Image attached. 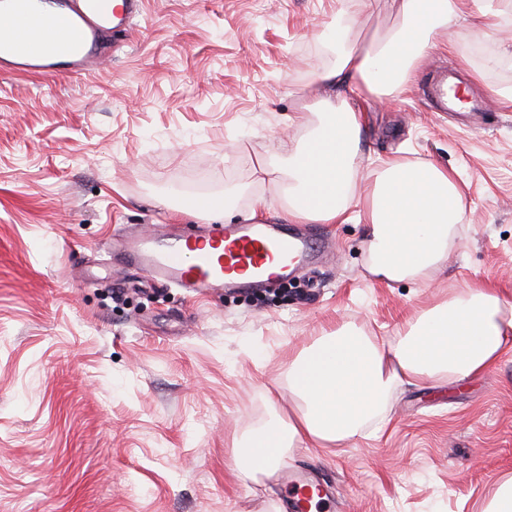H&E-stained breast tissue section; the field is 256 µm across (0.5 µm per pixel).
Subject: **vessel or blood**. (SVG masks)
<instances>
[{
  "mask_svg": "<svg viewBox=\"0 0 512 512\" xmlns=\"http://www.w3.org/2000/svg\"><path fill=\"white\" fill-rule=\"evenodd\" d=\"M141 13L140 0H0V15L38 22L45 33L32 46L25 33L0 29V70H60L80 74L109 58L117 38ZM307 235L281 224H201L186 236L165 228L127 235L115 252L122 263L146 271L165 285L192 293L272 288L286 281L311 254ZM292 512H322L327 488L306 469L289 472Z\"/></svg>",
  "mask_w": 512,
  "mask_h": 512,
  "instance_id": "vessel-or-blood-1",
  "label": "vessel or blood"
}]
</instances>
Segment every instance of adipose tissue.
<instances>
[{
    "instance_id": "1",
    "label": "adipose tissue",
    "mask_w": 512,
    "mask_h": 512,
    "mask_svg": "<svg viewBox=\"0 0 512 512\" xmlns=\"http://www.w3.org/2000/svg\"><path fill=\"white\" fill-rule=\"evenodd\" d=\"M400 25L375 50L354 47V27L336 30L341 49L332 65L315 69L307 114L317 124L301 141L278 146V183L292 224H351L357 218L352 176L361 149L364 116L344 95L355 87L376 99L404 90L415 62L436 48L440 30L470 15L479 34L498 26L488 0H395ZM364 204L370 218L373 274L392 281H429L446 267L464 215L454 177L437 165L394 159L373 173ZM512 335V318L496 290L474 283L424 311L405 336L379 345L347 328L316 337L293 360L287 420L256 429L236 454L249 479L273 475L294 443L328 446L349 441L378 418L390 392L403 383L481 375L499 359Z\"/></svg>"
}]
</instances>
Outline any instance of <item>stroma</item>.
<instances>
[{"mask_svg":"<svg viewBox=\"0 0 512 512\" xmlns=\"http://www.w3.org/2000/svg\"><path fill=\"white\" fill-rule=\"evenodd\" d=\"M394 0H144L112 59L84 76L0 71V512H287L283 470L309 466L342 512H483L512 477V338L486 374L401 385L389 422L332 448L298 444L243 482L233 447L288 412V371L344 325L393 342L483 281L512 311V56L460 16L399 98L365 112L355 182L391 158L451 171L465 206L445 271L369 270L367 223L312 224L311 263L284 289L190 297L112 263L117 235L194 231L199 197L255 221L284 199L257 165L336 57L337 26L377 46ZM324 30L325 39L313 38ZM475 102L434 109L441 70Z\"/></svg>","mask_w":512,"mask_h":512,"instance_id":"obj_1","label":"stroma"}]
</instances>
